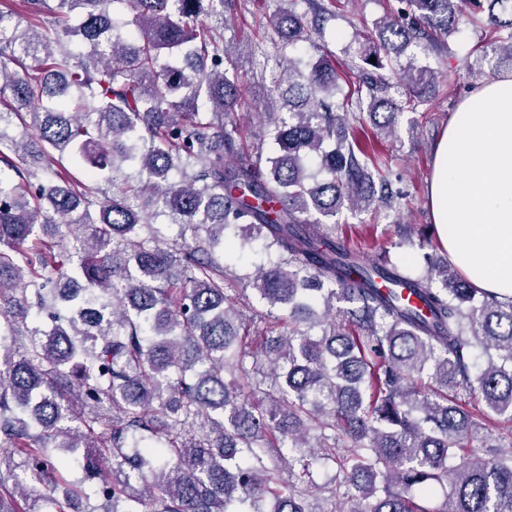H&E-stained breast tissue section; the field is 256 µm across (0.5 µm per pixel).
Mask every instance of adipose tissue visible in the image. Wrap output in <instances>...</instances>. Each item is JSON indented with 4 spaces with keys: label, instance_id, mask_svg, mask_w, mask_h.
I'll use <instances>...</instances> for the list:
<instances>
[{
    "label": "adipose tissue",
    "instance_id": "adipose-tissue-1",
    "mask_svg": "<svg viewBox=\"0 0 512 512\" xmlns=\"http://www.w3.org/2000/svg\"><path fill=\"white\" fill-rule=\"evenodd\" d=\"M427 206L449 260L512 298V74L475 87L438 141Z\"/></svg>",
    "mask_w": 512,
    "mask_h": 512
}]
</instances>
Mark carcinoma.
Returning a JSON list of instances; mask_svg holds the SVG:
<instances>
[{
    "instance_id": "carcinoma-1",
    "label": "carcinoma",
    "mask_w": 512,
    "mask_h": 512,
    "mask_svg": "<svg viewBox=\"0 0 512 512\" xmlns=\"http://www.w3.org/2000/svg\"><path fill=\"white\" fill-rule=\"evenodd\" d=\"M463 1L512 70V0H401L342 101L329 54L288 58L250 145L228 0H22L23 30L0 9V448L22 458L0 455V512H38L35 485L51 512H312L313 461L337 466L320 512H512V451L458 455L512 422V300L429 253L421 274L367 258L332 223L391 204L350 132L428 102L417 33H453ZM279 2L277 43L318 49ZM256 241L276 260L248 317L217 250Z\"/></svg>"
}]
</instances>
